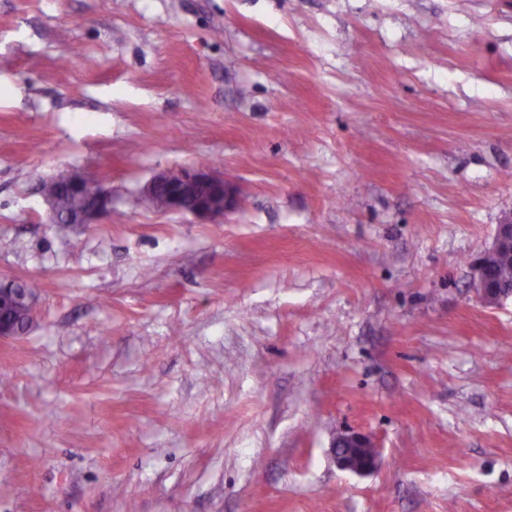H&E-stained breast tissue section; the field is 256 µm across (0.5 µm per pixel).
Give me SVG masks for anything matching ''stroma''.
<instances>
[{
    "label": "stroma",
    "mask_w": 512,
    "mask_h": 512,
    "mask_svg": "<svg viewBox=\"0 0 512 512\" xmlns=\"http://www.w3.org/2000/svg\"><path fill=\"white\" fill-rule=\"evenodd\" d=\"M196 164L235 211L144 198ZM509 215L512 0H0V512H512ZM57 180L61 181L63 187L70 191H78L83 189L85 184V175L81 173L70 174L61 176L57 178ZM100 182L93 178L88 177V183L83 194H70L64 191L59 192V185L56 181V178H50L48 180H43L41 183V190L50 195H54L56 197V207L59 210L60 216L64 213H73L83 207L88 202L89 196L99 188ZM41 192L46 204H47V217L48 221L51 224H63L61 221L65 220V222H71L69 218H60L56 213L53 205V201L51 198L45 196ZM112 212V190L105 187L100 190L92 199V203L77 218L75 223L70 224H93L97 217ZM500 260L512 262V217L497 224L490 247L472 261L477 292L483 304L488 307H497L512 299V288L510 291L498 288L487 275L488 267ZM331 448L336 465L341 470L368 474L378 466L380 451L372 438L365 434L341 433Z\"/></svg>",
    "instance_id": "obj_1"
}]
</instances>
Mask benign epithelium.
Wrapping results in <instances>:
<instances>
[{"instance_id": "1", "label": "benign epithelium", "mask_w": 512, "mask_h": 512, "mask_svg": "<svg viewBox=\"0 0 512 512\" xmlns=\"http://www.w3.org/2000/svg\"><path fill=\"white\" fill-rule=\"evenodd\" d=\"M146 194L158 207L189 213L204 219L224 217L239 203L237 187L207 166L165 171L156 175L146 187ZM112 213V190L104 188L77 218L78 224H92L100 216ZM512 261V217L496 225L490 247L472 261L475 286L484 305L497 307L512 299V290L497 287L487 275L496 261ZM24 331L23 324L0 319V340L14 338ZM336 465L345 471L368 474L379 463L380 451L371 437L357 432L338 435L332 444Z\"/></svg>"}]
</instances>
